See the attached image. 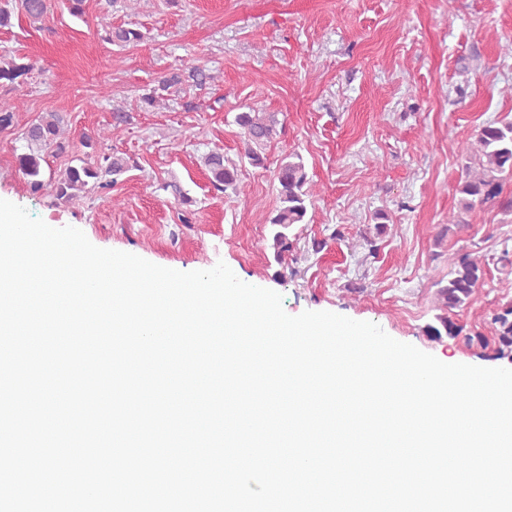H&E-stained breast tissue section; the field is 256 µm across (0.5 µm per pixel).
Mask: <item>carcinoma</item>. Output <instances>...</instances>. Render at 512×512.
Masks as SVG:
<instances>
[{"instance_id":"carcinoma-1","label":"carcinoma","mask_w":512,"mask_h":512,"mask_svg":"<svg viewBox=\"0 0 512 512\" xmlns=\"http://www.w3.org/2000/svg\"><path fill=\"white\" fill-rule=\"evenodd\" d=\"M16 7L29 21L42 22L47 15L46 0H17ZM106 39L125 46L140 42L141 33L122 26H105ZM34 65L18 64L14 60L0 59V80L13 82L28 74ZM188 78L198 86L217 80L211 71L194 66L183 73L175 68L161 77L157 87L140 98L142 107L152 110L164 101V92ZM235 123L243 130L245 147L240 163L229 162L224 154L212 151L203 158L210 173L213 187L218 191L239 188L241 164L255 168H267L265 147L277 135L280 124L275 112H260L251 109L239 112ZM64 120L57 112H48L32 123L24 133L28 151L17 156L18 166L29 178L33 192L47 191L58 199L72 200L88 188L111 190L117 176L130 168V161L123 155H104L94 161L83 160L79 165H70L57 175L42 179V162L56 151L64 149ZM464 178L459 181L457 192L459 204L466 212L476 207L491 206L502 215V223H512V195L504 193V186L512 179V121L490 122L480 127L474 135V143L463 167ZM278 182L280 206L268 218V224L276 228L272 237L274 258L281 261L283 253L290 248L288 228L305 221L308 209L314 206L317 192L308 177L299 155L290 154L282 159L273 171ZM482 266L468 254L459 256L455 269L448 272V284L440 288L443 307L453 311L465 306L484 287ZM497 329V356L512 359V304L501 308L492 316Z\"/></svg>"}]
</instances>
